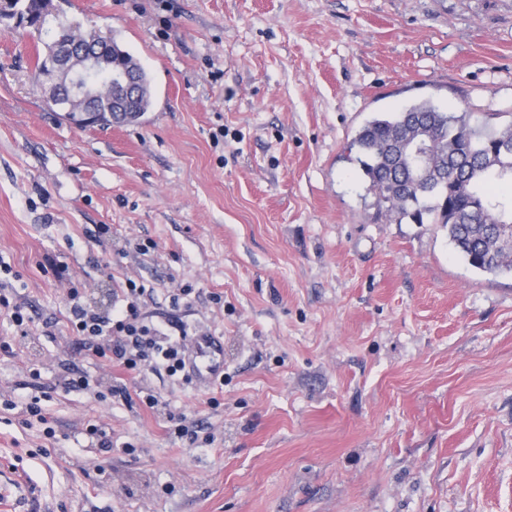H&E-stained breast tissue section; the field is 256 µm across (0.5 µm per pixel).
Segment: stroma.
Masks as SVG:
<instances>
[{
    "mask_svg": "<svg viewBox=\"0 0 512 512\" xmlns=\"http://www.w3.org/2000/svg\"><path fill=\"white\" fill-rule=\"evenodd\" d=\"M61 8L153 105L77 128L34 81L47 35L0 31V512H512V274L379 215L350 148L423 98L511 122L512 0ZM131 282L146 321L223 341V388L82 350L71 289L105 316ZM33 368L52 439L22 423ZM101 41L105 42L109 51L110 57L113 58V61H119L121 64L130 63L137 66L138 69V82H139V93L134 101L130 103L126 112H135L130 115L126 122L136 123L139 119V113L147 112L151 105V95L150 92H147L148 78L145 73L144 68L138 64L136 59L127 51L114 37H101Z\"/></svg>",
    "mask_w": 512,
    "mask_h": 512,
    "instance_id": "35a3bbf8",
    "label": "stroma"
}]
</instances>
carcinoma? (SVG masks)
Masks as SVG:
<instances>
[{
    "instance_id": "carcinoma-1",
    "label": "carcinoma",
    "mask_w": 512,
    "mask_h": 512,
    "mask_svg": "<svg viewBox=\"0 0 512 512\" xmlns=\"http://www.w3.org/2000/svg\"><path fill=\"white\" fill-rule=\"evenodd\" d=\"M51 0H5L0 4V24L17 20L37 30L45 24ZM83 40L95 38L71 25L58 23L50 34L55 40L65 36ZM113 60L137 66L139 93L127 111V122L135 123L139 113L147 112L151 95L142 66L115 38L104 37ZM60 50L47 45L37 55L35 70L45 77L54 70ZM418 136L424 144L429 179L418 175L415 163L397 159L400 142ZM512 152V121L489 129L470 124L469 113L448 112L425 99L394 113H382L367 120L350 144L357 149L358 161L369 181L378 211L397 223L408 219L415 224H441L468 264L484 273H512V249L494 238L500 224L512 225V195L497 190L498 185H512V167L498 161L496 150ZM448 170V184L432 188V178Z\"/></svg>"
}]
</instances>
